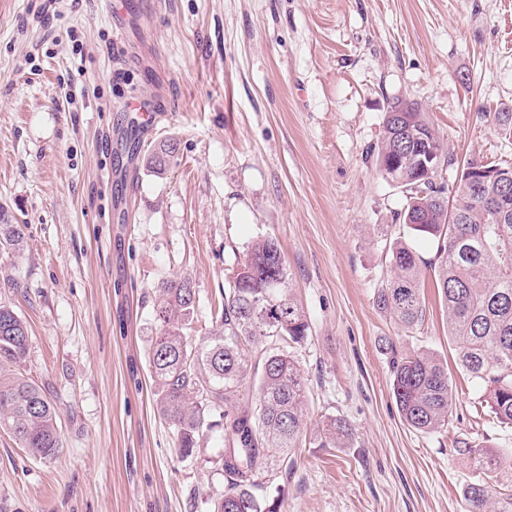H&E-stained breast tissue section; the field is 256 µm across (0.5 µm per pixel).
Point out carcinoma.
Here are the masks:
<instances>
[{
    "label": "carcinoma",
    "instance_id": "1",
    "mask_svg": "<svg viewBox=\"0 0 512 512\" xmlns=\"http://www.w3.org/2000/svg\"><path fill=\"white\" fill-rule=\"evenodd\" d=\"M388 106L400 111L385 113L377 169L406 193L402 223L437 248L436 261L427 263L408 243L394 241L392 273L376 303L404 330L418 329L424 320L421 272L433 268L457 363L482 390L478 408L493 423L511 426L512 165L470 158L456 167L449 187L442 168L455 167V158L420 104L397 98ZM401 128L413 132L403 149L395 143ZM421 137L433 140L441 170L422 165ZM177 150L174 139L159 143L144 168L163 174ZM27 229L0 207V254L21 255ZM198 308L190 277L158 286L150 358L156 410L174 428L183 458L199 454L202 438L220 430L223 448L215 463L225 486L212 499L211 512H280V495L268 492L271 450H290L302 433L309 387L292 348L305 341L309 323L277 237L252 242L221 292L212 329L194 341L185 330ZM29 342L27 323L0 302V428L46 457L59 451L62 440L53 405L25 375ZM391 376L410 427L422 433L448 427L453 390L448 367L436 354L395 352ZM250 380L255 398L247 390ZM350 435L344 420L331 418L324 426L327 444L339 447ZM457 452L479 473L464 489L466 512H512V449L465 442Z\"/></svg>",
    "mask_w": 512,
    "mask_h": 512
}]
</instances>
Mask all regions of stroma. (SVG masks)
Returning a JSON list of instances; mask_svg holds the SVG:
<instances>
[{"instance_id": "35a3bbf8", "label": "stroma", "mask_w": 512, "mask_h": 512, "mask_svg": "<svg viewBox=\"0 0 512 512\" xmlns=\"http://www.w3.org/2000/svg\"><path fill=\"white\" fill-rule=\"evenodd\" d=\"M122 2L116 27L100 0H0V206L27 227L23 255H0V298L28 325L26 371L63 442L35 457L0 430V512H210L218 435L182 459L153 403L156 290L192 277L204 335L267 234L310 325L306 425L273 470L281 512H465L476 473L457 446L512 448V428L477 415L433 274L414 336L377 306L406 198L374 155L399 97L456 163H512L494 120L512 108V0ZM138 96L162 114L142 152L178 143L161 177L123 153ZM418 347L448 363L437 433L392 395L393 351ZM331 417L353 429L339 448L322 445Z\"/></svg>"}]
</instances>
